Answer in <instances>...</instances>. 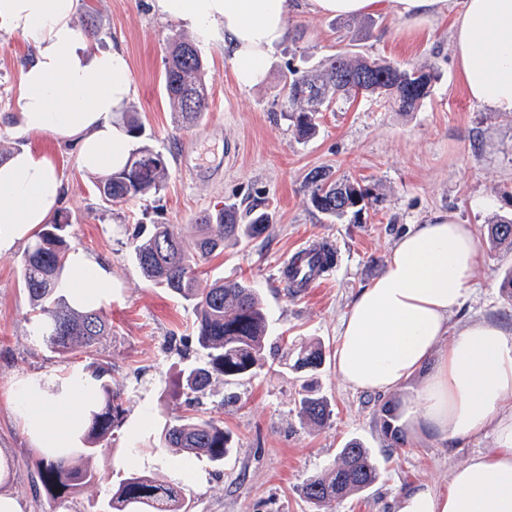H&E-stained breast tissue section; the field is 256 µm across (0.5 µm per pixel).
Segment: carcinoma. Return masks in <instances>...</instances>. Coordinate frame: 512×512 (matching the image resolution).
I'll return each mask as SVG.
<instances>
[{
    "mask_svg": "<svg viewBox=\"0 0 512 512\" xmlns=\"http://www.w3.org/2000/svg\"><path fill=\"white\" fill-rule=\"evenodd\" d=\"M437 79L434 68L409 67L401 63L370 59L349 51L338 52L313 68H292L285 80L288 112L297 135L316 131L319 113L333 109L339 101L373 97L386 107L412 112L429 96ZM164 82L169 104L184 125L195 123L208 108L205 63L197 45L176 37L164 62ZM168 167L165 157L146 144L130 150L124 168L100 178L99 195L112 202L157 193L164 186ZM310 203L329 222L358 215L366 189L348 178H335L324 169L307 178ZM271 224L268 213H240L227 205L217 213L198 217L199 234L193 245L185 243L176 224H154L143 234L133 233L136 260L145 278L189 302L196 312L194 335L205 353L203 364L184 373L182 386L191 394L205 391L216 379L226 383L252 377L264 366L268 319L259 293L244 280H218L207 289L197 287V272L208 257L224 250V242L249 241ZM68 217L44 225L26 248L22 282L32 312L39 322L42 341L52 351L66 354L77 349L90 352L109 329L102 309L77 310L60 294L58 281L68 255L65 229ZM489 240L512 245V219L493 224ZM292 368L315 373L325 361L319 345H301L293 351ZM90 378L98 400L89 410L78 436L80 448L71 454L43 455L36 462L43 491L64 500L95 474L85 465L100 451L102 443L121 427L123 408L112 390V370L96 367ZM301 420L323 426L330 417L327 401L303 386L298 399ZM395 409L383 407L382 429L397 446L402 432L396 428ZM230 434L212 418L189 417L165 426L159 435L162 448H172L187 458L205 456L224 463ZM379 469L371 451L357 441L341 448L337 460L309 476L300 493L316 505H328L368 489ZM109 512H186L181 488L152 476L131 473L113 491Z\"/></svg>",
    "mask_w": 512,
    "mask_h": 512,
    "instance_id": "carcinoma-1",
    "label": "carcinoma"
}]
</instances>
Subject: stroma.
<instances>
[{"mask_svg":"<svg viewBox=\"0 0 512 512\" xmlns=\"http://www.w3.org/2000/svg\"><path fill=\"white\" fill-rule=\"evenodd\" d=\"M77 27L94 19V44L118 49L128 59L144 143L162 153L168 177L161 191L122 202L97 193L94 174L78 164L73 146L49 134L18 129V81L33 47L22 34L0 29V152L22 147L52 155L65 191L60 214L69 215L66 236L112 266L111 325L94 354H58L41 340L21 278L22 251L0 254V495L15 498L19 512H104L113 489L132 472L183 487L190 512H324L300 486L336 458L349 440L370 448L380 478L364 493L334 506L335 512H393L400 491L415 482L444 485L448 472L489 447L477 438L452 451L424 439L390 447L382 431L384 397L351 389L336 374L337 331L361 288L385 268L389 249L408 225L439 212L458 213L474 225L484 263L461 319L488 316L512 326V299L500 288L512 267V246H492L491 224L512 218V116L476 106L462 87L448 46V26L439 24L419 40L393 37L397 23L386 15L317 16L294 9L286 39L272 52L264 80L241 87L222 36L197 38L204 58L209 108L192 126L177 128L164 85V59L176 21L153 12L149 0H76ZM414 67H437L440 78L417 109L399 112L374 98L337 104L320 113L317 133L299 138L283 93L289 68L313 66L340 49ZM317 168L359 181L368 190L357 219L328 223L309 202L307 174ZM494 198L484 211L476 199ZM233 204L240 211L268 212L272 222L260 237L227 242L202 266L200 287L242 278L258 289L270 324L267 365L231 384L214 382L200 397L181 386L184 372L202 362L197 343H183L196 313L185 301L147 281L135 258V225L175 224L192 241L201 212ZM325 238L336 247L328 280L305 297L293 296L278 276V263L305 242ZM314 339L326 349L324 365L309 375L287 368L284 340ZM112 369V388L123 403L120 429L90 465L98 476L66 502L36 487L41 449L27 437L8 401L13 384L40 377L54 384L85 371L92 362ZM313 383L331 410L329 423L313 429L298 414V392ZM184 416L214 417L232 436L221 466L207 459L182 460L158 447L166 424Z\"/></svg>","mask_w":512,"mask_h":512,"instance_id":"obj_1","label":"stroma"}]
</instances>
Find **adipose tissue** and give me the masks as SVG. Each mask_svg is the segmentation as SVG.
Instances as JSON below:
<instances>
[{
    "label": "adipose tissue",
    "instance_id": "obj_1",
    "mask_svg": "<svg viewBox=\"0 0 512 512\" xmlns=\"http://www.w3.org/2000/svg\"><path fill=\"white\" fill-rule=\"evenodd\" d=\"M289 3L150 0L153 11L193 34L223 30L224 51L247 87L263 80L269 52L285 37ZM304 6L319 15L382 13L397 20L396 36L411 41L448 23L468 98L512 115V0H305ZM0 23L35 45L20 79V130L74 145L86 172L122 167L127 134L120 115L133 93L124 54L88 50L74 0H0ZM62 189L47 153L23 148L0 162V254L49 223ZM483 263L474 228L455 213L409 225L341 322L338 377L353 389L393 397L408 443L491 440L486 451L451 469L444 487L417 483L404 490L395 512H512V330L489 318L451 327ZM59 286L72 307H104L112 300V267L75 249ZM11 398L30 440L57 452L71 447L94 394L82 380L56 389L31 377L15 383Z\"/></svg>",
    "mask_w": 512,
    "mask_h": 512
}]
</instances>
